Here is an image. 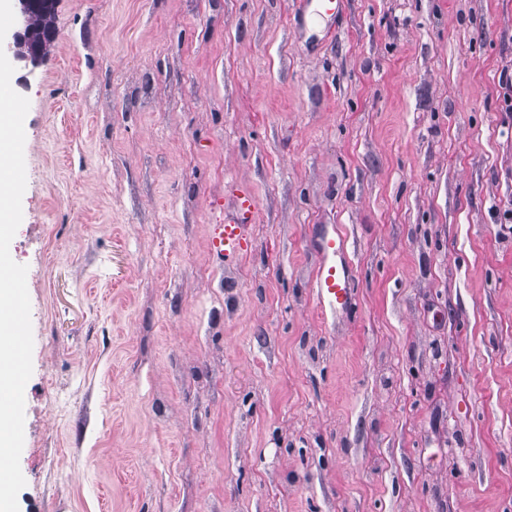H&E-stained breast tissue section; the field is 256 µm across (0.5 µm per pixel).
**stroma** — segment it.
I'll return each instance as SVG.
<instances>
[{
    "mask_svg": "<svg viewBox=\"0 0 512 512\" xmlns=\"http://www.w3.org/2000/svg\"><path fill=\"white\" fill-rule=\"evenodd\" d=\"M294 5L58 0L16 66L19 512H512V0ZM313 2H318L313 4ZM338 0H297L295 12L293 15V25L295 29L303 32L307 26L308 19L314 15L335 14L339 12ZM256 201L248 189L236 196V208L223 224L210 227V253L222 265L230 266L241 257L248 238V230L255 215ZM311 244L318 259L313 288L320 308L331 313L351 308L356 294L343 233L335 224H315Z\"/></svg>",
    "mask_w": 512,
    "mask_h": 512,
    "instance_id": "stroma-1",
    "label": "stroma"
}]
</instances>
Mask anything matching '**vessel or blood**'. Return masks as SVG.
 <instances>
[{
	"mask_svg": "<svg viewBox=\"0 0 512 512\" xmlns=\"http://www.w3.org/2000/svg\"><path fill=\"white\" fill-rule=\"evenodd\" d=\"M336 11V0H296L293 25L301 31L313 16ZM255 210L253 194L242 190L236 197L234 214L223 223L211 225L210 253L222 265H232L241 257ZM311 244L318 259L313 288L320 308L333 313L351 308L356 294L343 233L334 224L313 225Z\"/></svg>",
	"mask_w": 512,
	"mask_h": 512,
	"instance_id": "b4317fda",
	"label": "vessel or blood"
}]
</instances>
